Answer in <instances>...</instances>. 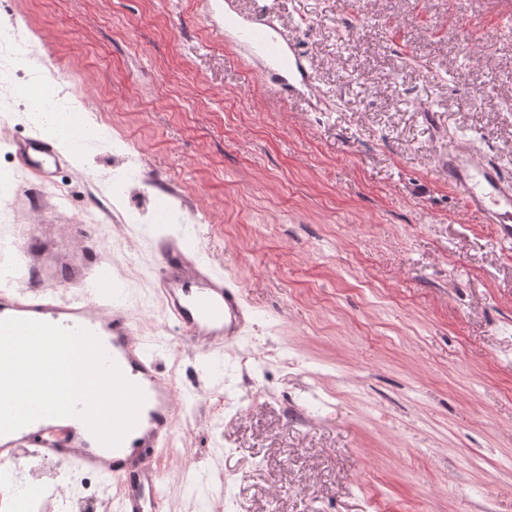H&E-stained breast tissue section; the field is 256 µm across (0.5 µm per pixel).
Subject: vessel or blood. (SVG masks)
Here are the masks:
<instances>
[{
    "label": "vessel or blood",
    "mask_w": 512,
    "mask_h": 512,
    "mask_svg": "<svg viewBox=\"0 0 512 512\" xmlns=\"http://www.w3.org/2000/svg\"><path fill=\"white\" fill-rule=\"evenodd\" d=\"M224 25L235 37L233 48L255 67L273 94L291 92L296 84L313 86L315 77L305 56L283 27L260 15L240 20L234 7L224 11ZM65 139L54 130L15 140L22 164L42 181L67 164ZM448 180L464 194L466 205L486 223L499 225L512 238V179L493 161L474 158L463 149L448 154ZM155 285L164 297L175 334L191 341L200 359L234 345L251 316L243 290L215 273L198 258L186 239L166 236L157 242ZM0 258L9 260L38 285L31 296L16 297L11 280H0V320L33 319L66 328L81 327L101 341L127 380L143 391L145 402L136 426L116 448L103 446L84 423L65 425L42 418L23 428L0 434V463L16 462L25 450L107 475L115 483L121 512H162L166 492L164 471L156 451L168 446L175 429L178 391L173 376L164 374L156 358L162 335L147 336L137 327L134 312L116 300L111 288L62 299L53 281H38L37 269L20 239L0 231Z\"/></svg>",
    "instance_id": "b4317fda"
}]
</instances>
